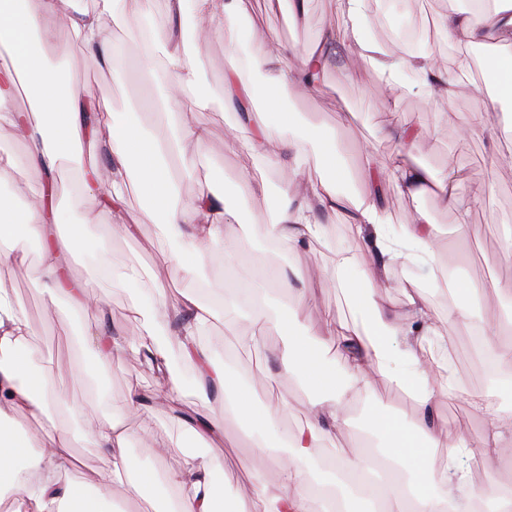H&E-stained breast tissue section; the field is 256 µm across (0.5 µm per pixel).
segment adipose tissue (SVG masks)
<instances>
[{"instance_id": "obj_1", "label": "adipose tissue", "mask_w": 512, "mask_h": 512, "mask_svg": "<svg viewBox=\"0 0 512 512\" xmlns=\"http://www.w3.org/2000/svg\"><path fill=\"white\" fill-rule=\"evenodd\" d=\"M120 2L92 0L91 7L67 13L59 10L57 0H0V47L8 51L0 64V124L19 129L48 173L63 162L82 166L86 154L107 145L111 167L103 191L112 201L111 206L88 209L92 186L87 181L58 204L38 196L18 209L1 200L0 272L28 271V245L45 240L44 221L52 219L57 232L52 241H46L36 266L50 302L102 311L101 299L87 292L84 283L67 280L66 263L82 255L87 225L105 228L113 236L129 233L122 203L127 185L136 183L150 208L162 212L164 232L177 244L167 261L191 288L182 294L176 309L183 317L179 326H171L173 309L164 289L157 288L139 305L143 324L136 335L116 340L102 332L93 338L97 369H106L126 348H135L168 379L167 386L155 389V397L174 396L180 383L172 372L169 345L175 342L185 357L199 365L201 388L223 390L225 413L270 426L284 404L279 401L256 412L255 394L269 389L268 375L258 372L251 390L241 389L197 341L202 330L222 315L236 323L240 348L260 349L273 330L284 336L281 370L310 394L309 419L282 443L286 457H278V449L264 436L253 437L257 476L239 487L235 512H349L336 495L341 487L357 491L369 512H512V469L500 464L503 448L512 443V406L498 404L492 391L469 394L455 379L444 376L442 364L427 355L426 342L440 334L428 299L429 290L438 285L436 227L422 211L412 223L392 225L380 201L382 185L391 181L414 197L436 191L456 209L460 236L470 238L477 229L467 222L468 209L484 197L486 185L474 184L469 198L463 199L457 192L461 181L457 170L435 174L410 164L423 132L416 126L390 122L392 107L385 101L379 107L385 120L382 134L394 142L396 152L382 160L374 151H364L359 170L367 188L349 196L345 186L352 176L336 157L335 136H306L281 102L282 91L305 84L309 70L325 69L331 48L340 39L369 62L388 86L403 83L419 96L448 104L466 89L459 75L470 69L468 57H459L454 76L442 74L427 53L391 57L367 35V0H340L342 27H326L318 47L293 62L287 55L267 53L265 46L274 39V32L255 29L244 34L245 0H168L169 11L176 17L189 13L223 16L228 48H236L241 38L249 40L244 56L232 58L225 72L224 97L263 99L253 133L242 138L233 127L228 135L242 150L280 169L285 189L276 221L265 227L266 238L291 249L324 238L325 227L313 221V212L346 205L357 239L379 259L376 268L357 280L346 276L352 260L344 252L337 253L332 266L321 271L322 280L345 290L358 318L348 324L327 317L329 338L313 339L294 331L299 305H292L287 313L271 310L269 291L257 286L256 274L238 276L233 283H213L200 276L205 256L220 249L225 262H232L239 244L224 231L231 214L225 204L223 176H214L206 193L185 200L169 175L172 156L183 155L185 147L206 144L209 132L192 114L206 108L209 100L202 95L186 99V91L201 85L203 74L185 65L182 40L172 32L151 28L148 11H141L132 26L138 32L152 31L150 50L141 63L161 89L159 106L167 120L147 131L104 111L100 124L107 131L106 140L88 137L82 104L59 66L47 61L39 45L54 28L65 27L92 58H107L111 24ZM441 31L460 46L487 38L499 43V53L487 61L486 68L496 78L499 101L512 105V0H477L473 10L449 6ZM20 73L26 76L34 102L36 119L31 123L12 107L11 86ZM313 165L322 170L319 183L291 193L298 171ZM398 263L426 268L428 275L425 286L405 289V300L395 310L384 304L379 289ZM454 289L459 297L448 305L449 324L468 327L478 337L480 352L494 362L512 363V331L492 310L482 307L484 286L458 281ZM29 334L26 315L0 288V499L16 494L14 512H133L131 505L106 499L104 488L115 483L129 484L137 494L150 485H167L172 502L169 512H223L224 486L215 480L206 456L190 457L161 473L143 469L129 453V437L121 421L114 419L91 434L92 445L107 460L99 476V491L59 481V474L75 466L70 439L28 431L20 419L48 414L55 392L65 388L68 377L50 368H34ZM331 342L344 359L342 369H335L326 359ZM377 376L413 398L419 410L416 419L373 409L367 416V435L355 448L316 457L317 449L334 443L349 425L353 403L373 393ZM460 396L468 397L484 418L479 446L489 476L478 488L471 485V469L465 464L470 455L467 443H449L434 414L444 399ZM271 458L276 459V466L263 469V462Z\"/></svg>"}]
</instances>
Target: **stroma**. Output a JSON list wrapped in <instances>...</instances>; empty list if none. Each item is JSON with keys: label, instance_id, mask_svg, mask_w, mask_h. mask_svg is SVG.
I'll use <instances>...</instances> for the list:
<instances>
[{"label": "stroma", "instance_id": "obj_1", "mask_svg": "<svg viewBox=\"0 0 512 512\" xmlns=\"http://www.w3.org/2000/svg\"><path fill=\"white\" fill-rule=\"evenodd\" d=\"M395 7L402 17L421 26L422 37L418 44L410 49L396 42L388 27L375 15L369 18L372 38L391 56L430 53L442 72L454 71L463 49L448 42L440 33V21L448 11V0H397ZM246 8L251 24L276 33V40L266 45L272 54L285 48L294 54H302L322 37L326 25L336 26L343 22L336 0H308L305 14L294 21L289 19L288 6L283 0H247ZM198 27L206 28L209 38L201 49L190 52L185 61L200 65L207 87L218 94L224 89V71L228 66L224 19L189 15L180 23L181 30L187 35ZM112 40L124 45L125 52L108 65L93 62L65 28L54 32L44 50L52 62L61 64L72 90L85 104L104 106L110 112L126 117L134 116L146 126L161 123L164 116L153 103L158 90L141 67L139 46L124 22L113 23ZM463 80L470 83V90L449 105L412 95L400 86L389 90L368 63L341 43L336 47L323 83L292 89L286 102L289 111L296 113L309 131L334 132L345 162L351 166L370 146L385 156L394 152L393 143L381 134L377 114L380 101L392 98L395 123L417 124L426 132L415 153L416 162L436 172L445 170L448 164H455L463 176L458 188L462 197L468 196L472 182L490 181L491 190L470 210L469 221L477 225L479 235L465 242L460 241L455 231L454 209L437 195L430 193L415 198L390 184L384 189L383 205L394 225L412 223L417 211H425L430 222L439 229L436 239L439 280H446L451 272L459 279L476 284L497 280L498 288L485 292L483 304L500 314L512 310V297L503 298L498 294L499 288L512 289V250L508 249L504 239L505 226H512V166H503L499 161L501 153L512 150V118H501L497 99L486 94L488 79L482 66L471 67ZM239 117L233 105L224 108L215 104L196 113V121L209 129L210 139L204 148L195 152L190 178H182L183 165L179 158L171 159L170 169L173 175L180 177V189L188 196L206 190L211 175L223 171L226 204L238 217L237 223L228 225L226 232L242 240L241 264L246 267L252 263L253 253L266 251L263 226L279 206L280 178L264 160L241 151L228 139V128ZM464 117L469 118L474 127L472 135L466 139L458 135L459 122ZM487 126L497 127V138L491 139L484 134L483 129ZM0 148L15 156V167L0 185V190L5 191L7 200L24 204L26 198L41 188V182L32 170L31 148L8 126L0 128ZM243 174L253 179L257 191L240 192L238 178ZM123 208L136 225L133 237L110 238L103 229L89 227L85 232L83 259L70 264L72 276L85 279L87 265L104 257L109 258L119 271L131 265H141L149 270L151 283L164 288L171 303H178L185 284L178 270L165 262L174 243L163 232L161 215L150 209L135 187L126 190ZM314 218L333 228L332 238L314 240L304 248L290 252L284 263L286 270L329 265L339 250L353 254L350 278H358L362 271L373 266L372 254L355 243L346 212L318 211ZM289 285L292 291L306 296L304 322L310 330L317 333L325 330L324 320L330 313L340 320L349 318L343 294L330 284L292 277ZM0 287L6 289L27 313L31 328L29 342L36 350V361L50 362L61 371L78 375L64 393L65 400L76 408L75 416L68 421V433L77 459L73 478L97 483L104 466L103 457L85 436L107 419L121 418L129 433V452L145 469L169 470L182 463L185 452H204L212 462L216 479L224 484L226 512H233L238 486L253 478L249 466L252 428L247 420L222 413L223 392L213 388L206 398H199L196 367L175 347L171 350V359L183 382L182 392L165 400L155 399L143 404L138 412H128L130 382L138 381L141 389L149 393L165 385L164 376L142 355L131 350L107 370L98 371L93 354L80 345L76 336L77 328L93 332L102 326L118 339L134 335L139 327L135 301L143 296L145 284L97 283L95 290L102 296L106 311L102 320L94 315L77 320L66 305L50 304L32 275L19 280L0 279ZM429 301L442 333L441 343L432 346L434 355L452 366L455 378L469 391L492 390L504 402L512 403V367L502 366L500 373L488 376L483 358L473 350L471 330L445 323L447 289L431 292ZM199 342L216 360L226 363L239 382H246L253 367L269 372L274 394L287 402L277 425L265 430L270 443L279 442L283 429L304 424L307 395L297 383L281 374L277 351L282 338L277 332H270L263 349L252 353L240 349L233 330L217 321L200 336ZM180 410L216 417L220 438H187L183 426L175 418ZM437 416L450 442L462 439L476 442L482 431L481 417L464 398L444 400L437 409ZM160 448L166 449V456H157L156 451Z\"/></svg>", "mask_w": 512, "mask_h": 512}]
</instances>
